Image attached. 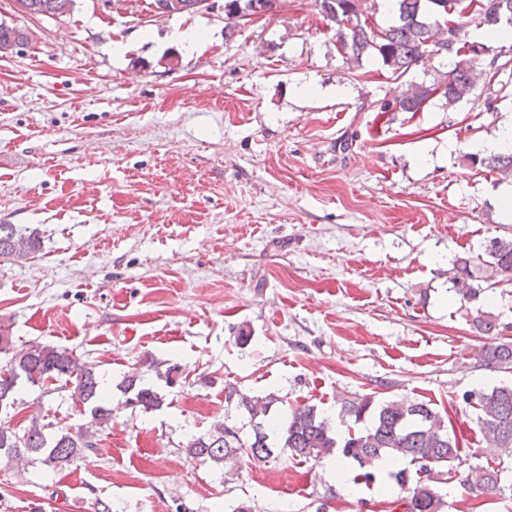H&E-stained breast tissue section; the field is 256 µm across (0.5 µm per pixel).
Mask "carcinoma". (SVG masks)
Wrapping results in <instances>:
<instances>
[{
    "mask_svg": "<svg viewBox=\"0 0 512 512\" xmlns=\"http://www.w3.org/2000/svg\"><path fill=\"white\" fill-rule=\"evenodd\" d=\"M473 0H396L395 20L382 27L365 14L366 0H318L323 18L344 26L345 36L336 37L342 49L359 58L365 54L378 55L395 78L403 77L419 62L438 54L441 39L438 31L452 22L463 32V20L469 19L479 27L493 29L499 22L512 25V0H480L473 12L467 10ZM471 54L461 56L454 67L446 72L442 96L448 105L468 98L476 86L474 62L483 47L467 40ZM434 90L432 86L413 85L397 97L401 112H419ZM490 171L512 175V154L492 155L487 158H468ZM41 249V240L35 233H20L14 224H0V262L32 255ZM485 252L491 258L486 267L494 273H512V238L494 237L488 241ZM453 280L461 300L470 303L481 294L477 282L480 267L470 258L455 261ZM477 332L493 336L498 331L497 317L488 311L477 310L472 319ZM0 353L9 355L0 367V412L16 403L15 394L21 384L51 386L62 382L72 385V400L90 414V425L77 432L58 430L47 432L48 425L36 421L19 434L10 427L0 425V459L22 462L25 454H35L41 461L55 468L71 465L84 458L95 437L94 427L112 421V407L107 404L103 380L97 366L81 361L66 348L48 345H30L12 350V339L0 328ZM486 366L493 370L512 369V342H494L486 347ZM120 387L127 406L145 411L163 406L164 397L152 387L143 385L137 376L125 377ZM472 408L476 412V426L481 435L495 442L501 455L512 459V385H499L475 391ZM225 399L238 400V405L252 421V433L241 438L239 429L222 423L207 432L192 437L185 448L188 457L222 468L227 462L239 460L243 455L256 459L270 458L281 450L293 457L320 460L339 454L355 461L359 467L368 466L373 459L390 457L409 465H428L446 475L460 476V482L472 492L494 491L501 482L502 467L496 464L471 469L464 473L453 471L455 462L462 461V444L456 434L449 432L450 418L426 401L403 398L377 401L365 394L345 400L341 405L344 416L354 422L369 424L362 431H349L339 440L333 437L327 419L314 405L299 404L287 413L279 444L269 442L265 425L270 406L276 398L269 394L263 398L249 397L233 387L228 388ZM405 505L403 512H442L445 505L437 491L435 480L429 477L416 482L409 495L391 501Z\"/></svg>",
    "mask_w": 512,
    "mask_h": 512,
    "instance_id": "1",
    "label": "carcinoma"
}]
</instances>
